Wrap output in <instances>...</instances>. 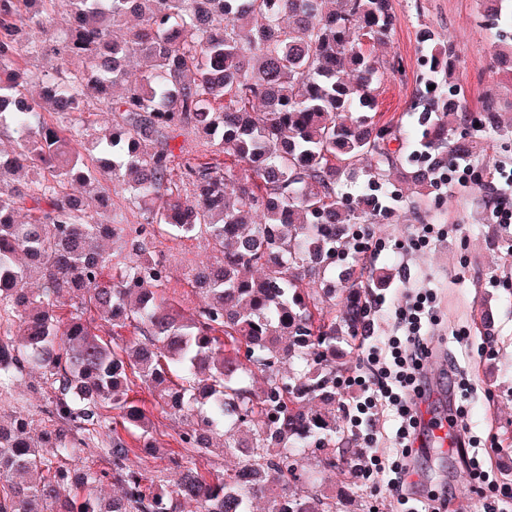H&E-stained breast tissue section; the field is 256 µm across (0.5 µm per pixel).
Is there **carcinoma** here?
<instances>
[{"instance_id":"1","label":"carcinoma","mask_w":512,"mask_h":512,"mask_svg":"<svg viewBox=\"0 0 512 512\" xmlns=\"http://www.w3.org/2000/svg\"><path fill=\"white\" fill-rule=\"evenodd\" d=\"M483 9L494 57L512 61V0ZM394 22L390 0H0V134L14 144L0 157V320L16 328L0 334V383L41 371L44 413L58 423L37 440L26 410L0 423V512H178L182 499L252 512L257 497L270 512H333L289 488L305 483L308 449L353 472L330 449L344 444L349 408L336 353L371 332L362 279L373 271L338 268L336 253L393 214L387 195L369 194L390 169L423 195L448 158L481 150L460 92L443 83L454 50L428 32L421 161L387 149L393 125L372 115L380 64L362 38L382 42ZM48 51L60 66L31 69ZM97 112L112 124L86 142ZM480 123L512 135L493 94ZM188 128L224 162L173 164L167 139ZM116 185L141 222L114 223ZM161 231L211 241V258L187 272L201 306L161 294ZM97 318L137 336L114 343ZM136 384L181 420L180 447L206 453L219 436L238 466L215 477L173 453L168 492L128 470L131 449L163 447L151 412L129 398ZM90 442L112 471L72 463ZM109 478L134 493L101 502L94 487Z\"/></svg>"}]
</instances>
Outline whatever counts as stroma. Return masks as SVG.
<instances>
[{"label":"stroma","mask_w":512,"mask_h":512,"mask_svg":"<svg viewBox=\"0 0 512 512\" xmlns=\"http://www.w3.org/2000/svg\"><path fill=\"white\" fill-rule=\"evenodd\" d=\"M396 24L389 41L375 45L374 53L383 64L377 90L376 112L381 122L392 123L398 138H420L422 129L413 105L423 70L425 52L419 34L431 30L436 39L452 40L455 46L452 79L461 85L470 112L482 110L498 77L492 56L480 41L483 21L480 0H391ZM483 151L472 165L481 183L491 181L497 165H512V138L493 130L482 133ZM397 223L375 224L368 241L374 245L366 261L372 268L388 271L387 301L373 309L374 331L354 340L350 371L344 388L349 397H358L357 379L372 380L378 370L369 361L370 346L404 333L400 312L406 296L420 291L436 297L431 340L424 363L438 356L455 362L458 378L471 386L461 408L470 428L474 454L483 461L490 481L512 486V242L501 239V226L490 203L477 202L472 188L453 187L427 197H416L403 183L393 187ZM155 251L164 259L169 275L166 296L183 305H201V298L186 283L190 265L209 258L211 247L205 238L173 239L163 235L155 240ZM491 310L493 336H484L479 315ZM137 396L145 400L162 442L150 453L132 449L127 464L131 469L158 478L173 487L174 471L169 470L166 442L172 441L180 422L164 412L146 389ZM46 392L39 372H31L9 383L0 403V417L25 408L32 414L31 432L41 435L49 423L42 409ZM413 463L417 470L412 493L418 499L428 494L444 497L455 493V512H484L483 499L471 479L463 458L452 448H416ZM309 476L307 490L334 497L336 512H399L396 494L385 479H367L339 473L329 475L323 452L309 454L303 461Z\"/></svg>","instance_id":"35a3bbf8"}]
</instances>
